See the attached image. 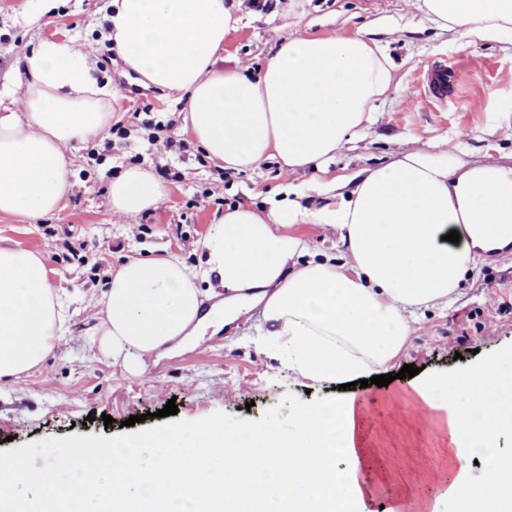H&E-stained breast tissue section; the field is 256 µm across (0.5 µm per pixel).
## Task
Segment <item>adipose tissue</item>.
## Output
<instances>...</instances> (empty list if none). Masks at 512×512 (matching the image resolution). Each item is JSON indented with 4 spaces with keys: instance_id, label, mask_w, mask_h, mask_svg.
I'll return each mask as SVG.
<instances>
[{
    "instance_id": "1",
    "label": "adipose tissue",
    "mask_w": 512,
    "mask_h": 512,
    "mask_svg": "<svg viewBox=\"0 0 512 512\" xmlns=\"http://www.w3.org/2000/svg\"><path fill=\"white\" fill-rule=\"evenodd\" d=\"M438 28L470 44L512 34V0H422ZM107 38L144 86L185 94L184 127L215 165L236 172L274 158L290 172L323 169L372 119L393 86L382 47L361 29L290 35L253 75L224 64V39L242 22L241 0H109ZM83 48L42 41L21 60L0 100V214L40 217L68 195L72 145L107 134L115 110L93 80ZM462 146L417 149L366 169L353 188L319 184L321 204L294 187L270 208H226L203 243L206 267L177 257L132 258L104 295L98 346L113 361L144 368L172 343L204 328L200 279L217 273L224 319L258 313L260 344L300 381L348 384L386 372L417 311L448 306L467 270L512 246V166L467 163ZM166 187L132 167L113 180V214L156 207ZM313 224L335 236L337 253L306 260L288 232ZM458 231L459 243L446 241ZM66 314L36 254L0 245V387L40 365L64 338ZM414 403L452 447L483 457L480 484L460 477L452 512H512V454L497 450L512 431V365L491 358L455 377L432 378ZM354 396L303 409L292 431L266 423L170 427L140 439H77L71 452L94 461L103 487L60 489L57 468L12 460L0 470V512H368L356 469L368 448ZM155 449L150 465L140 451ZM31 496L17 497V484Z\"/></svg>"
}]
</instances>
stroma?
<instances>
[{
	"mask_svg": "<svg viewBox=\"0 0 512 512\" xmlns=\"http://www.w3.org/2000/svg\"><path fill=\"white\" fill-rule=\"evenodd\" d=\"M106 0H0V92L16 79V62L39 42L89 44L94 77L110 83L118 115L108 134L76 145L72 189L47 215H0V245L41 255L67 314L68 332L54 355L0 389V458L32 466L54 463L78 438L121 440L187 423L225 428L276 422L293 426L298 410L341 398L331 383L296 381L255 342L257 314H242L219 331L190 337L139 375L113 363L92 341L110 275L128 259L174 255L204 266L202 242L229 206H261L288 184H314L319 172L288 173L270 159L257 169L220 174L179 130L185 106L177 94L146 88L124 75L106 38ZM243 0L245 26L224 39V54L259 73L281 37L367 29L394 68L399 91L376 102L363 138L329 165L343 178L382 167L407 149L441 151L463 145L469 159L512 160V42L467 45L437 29L415 0H299L283 17L277 0L261 9ZM446 65L448 98L433 101L422 83L427 69ZM156 140H149V133ZM174 139L176 148L166 146ZM158 172L168 196L157 208L127 218L108 205L112 180L127 168ZM415 331L390 363L393 381L354 386L371 396L363 430L376 453L370 512L424 506L448 512V488L460 465L441 433L411 420L403 393L415 381L453 377L512 352V249L469 270L461 294L445 309L416 315ZM407 364L416 378L397 379ZM177 414L160 416L168 400ZM113 418L104 424L103 415ZM140 423L126 426L130 416Z\"/></svg>",
	"mask_w": 512,
	"mask_h": 512,
	"instance_id": "35a3bbf8",
	"label": "stroma"
}]
</instances>
